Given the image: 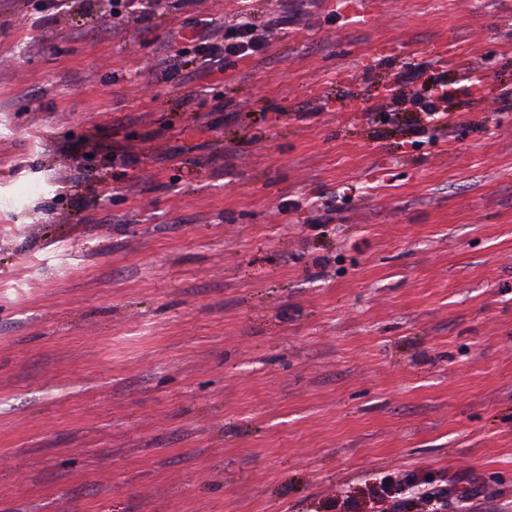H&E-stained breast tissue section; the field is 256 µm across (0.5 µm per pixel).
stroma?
<instances>
[{
	"label": "stroma",
	"instance_id": "obj_1",
	"mask_svg": "<svg viewBox=\"0 0 512 512\" xmlns=\"http://www.w3.org/2000/svg\"><path fill=\"white\" fill-rule=\"evenodd\" d=\"M386 2L0 0V512L512 500V0ZM244 13L290 24L210 74L167 45ZM439 42L487 81L413 146L370 114ZM373 0H351L345 2H337L332 6H336V11L346 17L347 19H357V21L364 25L368 23L370 18L375 12L376 3ZM336 11H331L329 14L336 17ZM399 475L387 474L368 487L366 493L368 500L361 502H349L346 512H408L411 506L418 508L417 512H446L448 511V497L454 496L460 503L459 512H472L471 505L474 501L484 497L485 485L473 478L470 474H457L448 480V487L436 489L425 486L430 483H408L399 479ZM404 482L414 485L404 486ZM423 487V488H422ZM421 488V489H420ZM409 489H416L414 495L402 498ZM398 499V500H395ZM389 501V506L382 511H363L362 507L374 510L376 504Z\"/></svg>",
	"mask_w": 512,
	"mask_h": 512
}]
</instances>
